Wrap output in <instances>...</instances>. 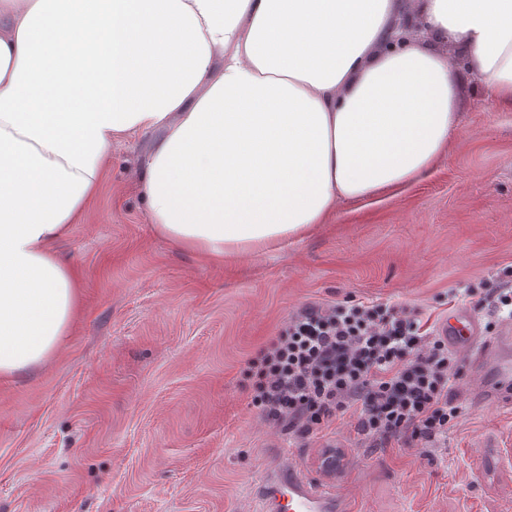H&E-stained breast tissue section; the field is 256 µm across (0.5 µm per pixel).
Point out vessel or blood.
Listing matches in <instances>:
<instances>
[{"label": "vessel or blood", "instance_id": "1", "mask_svg": "<svg viewBox=\"0 0 512 512\" xmlns=\"http://www.w3.org/2000/svg\"><path fill=\"white\" fill-rule=\"evenodd\" d=\"M449 349L471 350L470 371L484 376L471 396L480 404L512 405V322L500 323L493 335H484L470 310L451 313L440 328ZM266 512H350L337 490L312 480L293 466L278 465L269 471L262 490Z\"/></svg>", "mask_w": 512, "mask_h": 512}]
</instances>
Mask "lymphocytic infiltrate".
I'll return each mask as SVG.
<instances>
[{"label": "lymphocytic infiltrate", "instance_id": "obj_1", "mask_svg": "<svg viewBox=\"0 0 512 512\" xmlns=\"http://www.w3.org/2000/svg\"><path fill=\"white\" fill-rule=\"evenodd\" d=\"M254 364L253 406L302 434L352 418L362 436L426 444L447 437L462 413L457 356L397 305L303 306Z\"/></svg>", "mask_w": 512, "mask_h": 512}]
</instances>
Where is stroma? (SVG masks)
<instances>
[{
    "label": "stroma",
    "instance_id": "stroma-1",
    "mask_svg": "<svg viewBox=\"0 0 512 512\" xmlns=\"http://www.w3.org/2000/svg\"><path fill=\"white\" fill-rule=\"evenodd\" d=\"M457 66L462 127L431 171L240 260L157 234L138 188L152 136L113 144L54 245L78 282L66 343L0 380V512H258L282 462L353 512H512V408L475 403L470 371L461 417L423 447L374 444L351 420L301 435L251 404L249 362L296 309L390 303L435 327L512 270V109Z\"/></svg>",
    "mask_w": 512,
    "mask_h": 512
}]
</instances>
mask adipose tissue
Listing matches in <instances>:
<instances>
[{"instance_id":"obj_1","label":"adipose tissue","mask_w":512,"mask_h":512,"mask_svg":"<svg viewBox=\"0 0 512 512\" xmlns=\"http://www.w3.org/2000/svg\"><path fill=\"white\" fill-rule=\"evenodd\" d=\"M0 0V376L62 348L54 249L119 137L154 133V230L214 260L424 176L460 124L452 48L512 107V0Z\"/></svg>"}]
</instances>
